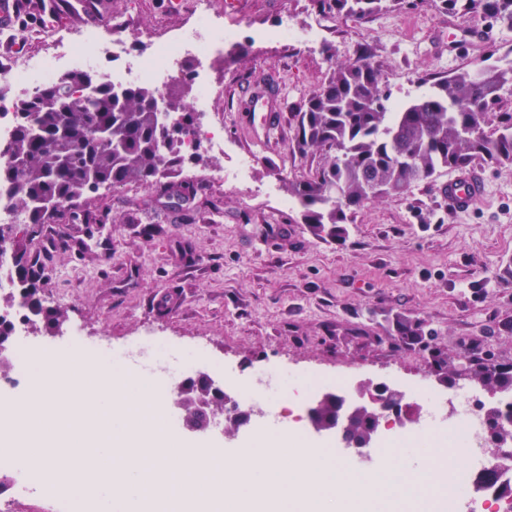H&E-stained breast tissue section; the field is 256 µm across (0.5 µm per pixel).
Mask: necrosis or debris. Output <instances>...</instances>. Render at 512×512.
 I'll use <instances>...</instances> for the list:
<instances>
[{
    "label": "necrosis or debris",
    "instance_id": "obj_1",
    "mask_svg": "<svg viewBox=\"0 0 512 512\" xmlns=\"http://www.w3.org/2000/svg\"><path fill=\"white\" fill-rule=\"evenodd\" d=\"M124 30L123 21L117 18L108 28L87 23L68 35L54 33L50 36L51 51L40 57L17 56L8 68L0 70V83L7 87L6 92L0 94V145L7 144L13 136L16 103L33 97L64 73L94 68L99 59L105 57L111 59L112 66L104 71L103 78L113 88L120 89L135 82L152 86L160 93L179 80L184 61L192 57L204 66L197 77L198 91L193 100L199 119L185 136L182 147L189 155L223 151L224 127L210 118L211 102L219 89L212 85L205 66L215 57L231 53L237 31L217 11L215 0H195L189 21L177 35L142 32L140 39L146 51L141 55L130 53ZM1 322L11 326L12 340L10 369L0 373V401L22 410L30 404L35 392L33 371L41 359L35 336L40 322L19 300L0 304ZM68 344L86 356L113 359L125 365L138 359L150 360L154 374L162 379L167 392L177 391L181 386L178 375L167 366L174 353L155 329H146L137 340L118 351L106 342L86 343L78 328L71 331ZM416 392L426 410V418L422 430L414 432V439L428 448H453L468 459L486 456L482 422L474 401L458 400L425 385L417 386ZM483 471L468 465L455 471L449 479L446 495L434 502L436 512L457 507L463 501L469 502L473 512H512V501L499 498L492 486L488 487L483 500H473L472 492Z\"/></svg>",
    "mask_w": 512,
    "mask_h": 512
}]
</instances>
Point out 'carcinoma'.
I'll list each match as a JSON object with an SVG mask.
<instances>
[{
  "label": "carcinoma",
  "instance_id": "cac0c4a2",
  "mask_svg": "<svg viewBox=\"0 0 512 512\" xmlns=\"http://www.w3.org/2000/svg\"><path fill=\"white\" fill-rule=\"evenodd\" d=\"M425 0H314L338 17L362 20L368 15L404 8ZM450 13L481 10L512 30V0H432ZM421 95L393 110L381 74L368 57L334 67L323 86L298 107L295 151L323 155L325 163L310 179L288 182V194L301 208L302 223L313 231L341 238L347 213L372 198L405 194L432 181L444 169L463 170L479 157L492 164H512V113L500 115L494 131L485 130L501 93L512 88V60L485 58L471 68L425 79ZM189 85L172 91L168 108L181 113L172 127L162 124L156 92L134 84L115 91L87 72L65 74L19 107L12 143L0 148V182L12 186V205L28 223L0 224V242H13L20 295L54 330L64 311L43 304L36 274L26 258V230L48 224L62 209H76L102 188L127 185L157 187L183 204L191 192L172 181L185 161L180 138L194 122L187 100ZM395 332L404 343L424 339L422 322L397 317ZM483 386L512 389V367L494 373L480 370ZM336 405L323 401L310 415L318 431L330 429ZM380 417L366 412L350 423V435L372 441Z\"/></svg>",
  "mask_w": 512,
  "mask_h": 512
}]
</instances>
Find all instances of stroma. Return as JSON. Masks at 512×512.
<instances>
[{
  "instance_id": "obj_1",
  "label": "stroma",
  "mask_w": 512,
  "mask_h": 512,
  "mask_svg": "<svg viewBox=\"0 0 512 512\" xmlns=\"http://www.w3.org/2000/svg\"><path fill=\"white\" fill-rule=\"evenodd\" d=\"M97 17L126 13L133 53L145 51V30L178 32L185 13L170 0H97ZM239 53L213 62L221 92L213 102L224 123V152L187 158L185 169H231L240 154L255 158L248 177L217 187L193 182V199L167 208L157 191L135 185L87 203L95 222L110 225L111 256L89 245L72 249L94 224L72 210L37 226L26 247L40 268L45 305L66 310L87 342L121 344L154 327L190 354L204 345L199 372L221 366L246 384L277 371V402L298 389V376L350 377L354 386L392 389L422 380L434 390L476 389L484 406L500 393L478 385L485 365L512 367V164L475 159L489 192L470 213L448 211L436 181L410 193L367 201L351 214L340 239H321L302 224L298 207H282L284 178L315 174L322 156L294 154L295 105L316 91L331 65L367 55L391 100L424 90L432 74H449L491 53L512 49V30L482 12L451 15L429 0L418 9L354 21L319 13L312 0H233ZM323 17L320 42L288 45L264 33L289 21L307 29ZM464 26L490 40L459 52ZM275 113L264 131L261 118ZM122 223H113V215ZM425 324L429 335L408 346L391 320ZM452 378H445L446 369Z\"/></svg>"
}]
</instances>
